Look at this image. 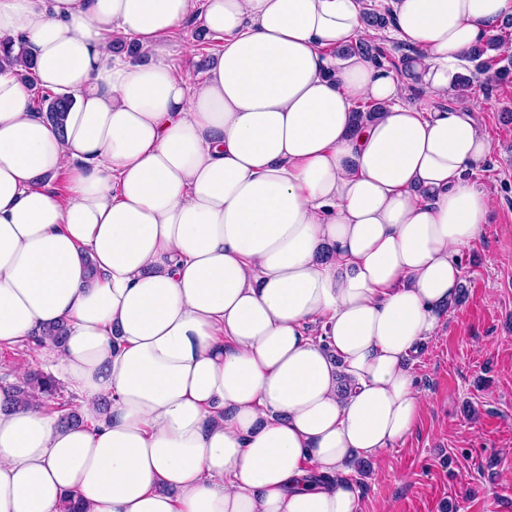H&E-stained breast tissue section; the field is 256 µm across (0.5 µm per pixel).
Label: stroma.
<instances>
[{"instance_id":"stroma-1","label":"stroma","mask_w":512,"mask_h":512,"mask_svg":"<svg viewBox=\"0 0 512 512\" xmlns=\"http://www.w3.org/2000/svg\"><path fill=\"white\" fill-rule=\"evenodd\" d=\"M461 100L490 143L475 171L495 205L461 255L465 300L448 311L414 365L423 405L412 434L369 461L360 512H512V81L474 74ZM32 345L0 347V385L44 369Z\"/></svg>"}]
</instances>
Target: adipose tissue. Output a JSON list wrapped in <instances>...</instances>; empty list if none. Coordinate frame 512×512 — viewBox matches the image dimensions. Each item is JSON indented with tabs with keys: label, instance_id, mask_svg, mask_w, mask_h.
<instances>
[{
	"label": "adipose tissue",
	"instance_id": "1",
	"mask_svg": "<svg viewBox=\"0 0 512 512\" xmlns=\"http://www.w3.org/2000/svg\"><path fill=\"white\" fill-rule=\"evenodd\" d=\"M383 2L423 99L335 58L375 37L365 0H0V47L73 98L55 126L0 70V346L66 325L37 354L83 417L0 389V512H360L353 463L412 432L410 359L493 206L486 136L431 103L512 15ZM193 32L194 26H187L184 30H182V32L177 37L176 43L179 45V48L181 50L183 46L187 44L190 45L191 48H193V55L194 57H196V60H194V65L196 66L197 71H202L205 68V64L208 58L211 56L213 52L217 50L218 41L212 38L200 40L199 38H197L198 36L196 37V39H193V37H195ZM200 62H203L202 70H198V65Z\"/></svg>",
	"mask_w": 512,
	"mask_h": 512
}]
</instances>
